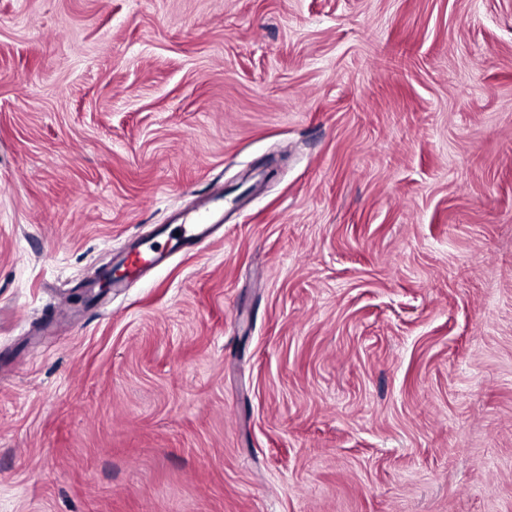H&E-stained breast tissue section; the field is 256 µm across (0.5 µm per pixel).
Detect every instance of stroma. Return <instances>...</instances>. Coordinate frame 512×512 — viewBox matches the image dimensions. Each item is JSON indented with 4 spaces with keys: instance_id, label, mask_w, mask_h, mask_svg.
Masks as SVG:
<instances>
[{
    "instance_id": "obj_1",
    "label": "stroma",
    "mask_w": 512,
    "mask_h": 512,
    "mask_svg": "<svg viewBox=\"0 0 512 512\" xmlns=\"http://www.w3.org/2000/svg\"><path fill=\"white\" fill-rule=\"evenodd\" d=\"M0 512H512V0H0ZM210 224H179L176 228L179 235L169 237L167 250L178 251L185 247L199 245L210 235ZM166 258V251H162L153 245H147L131 253L128 257V265L135 270L145 266H155Z\"/></svg>"
}]
</instances>
